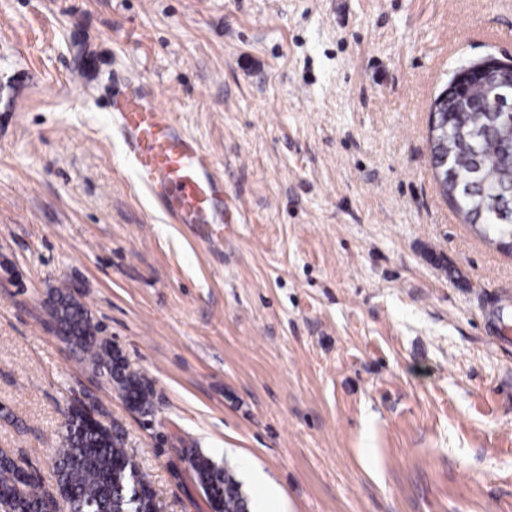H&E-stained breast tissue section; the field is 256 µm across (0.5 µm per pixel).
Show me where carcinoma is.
<instances>
[{"label":"carcinoma","instance_id":"1","mask_svg":"<svg viewBox=\"0 0 512 512\" xmlns=\"http://www.w3.org/2000/svg\"><path fill=\"white\" fill-rule=\"evenodd\" d=\"M448 126L429 137L432 160L448 156L454 181L446 195L465 223L499 240L512 236V223L501 218L512 175V119L492 120L486 91L470 86L459 94L446 86ZM48 314L57 335L93 371L107 376L128 406L141 413L151 408L150 392L139 374L128 370L112 343L98 338L99 327L88 309L68 288H57L48 300ZM196 483L216 500L219 512H247V503L234 474L216 466L195 448H185ZM55 481L44 485L38 474L14 454L0 450V512H156L151 488L136 460L125 447L116 424L89 423L83 408L70 406L54 457Z\"/></svg>","mask_w":512,"mask_h":512}]
</instances>
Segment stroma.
Masks as SVG:
<instances>
[{"instance_id":"stroma-1","label":"stroma","mask_w":512,"mask_h":512,"mask_svg":"<svg viewBox=\"0 0 512 512\" xmlns=\"http://www.w3.org/2000/svg\"><path fill=\"white\" fill-rule=\"evenodd\" d=\"M512 57V0H0V449L53 482L70 402L119 424L160 512L180 449L277 512H512V254L442 196L431 104ZM134 74L237 208L169 223L110 123ZM75 289L152 391L57 337Z\"/></svg>"}]
</instances>
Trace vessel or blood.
Segmentation results:
<instances>
[{
  "label": "vessel or blood",
  "mask_w": 512,
  "mask_h": 512,
  "mask_svg": "<svg viewBox=\"0 0 512 512\" xmlns=\"http://www.w3.org/2000/svg\"><path fill=\"white\" fill-rule=\"evenodd\" d=\"M135 178L170 223L224 225L233 215L212 155L187 134L156 92L126 75L109 103Z\"/></svg>",
  "instance_id": "b4317fda"
}]
</instances>
